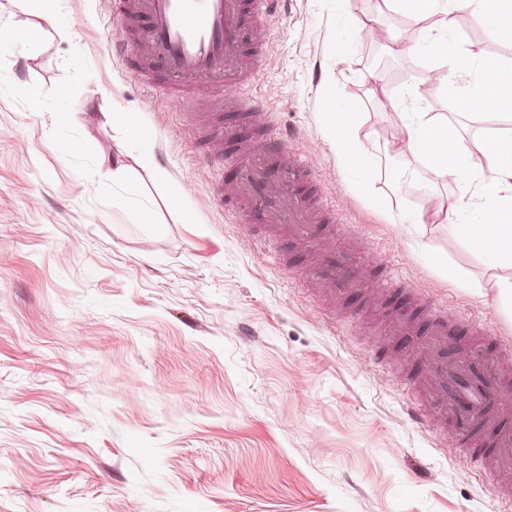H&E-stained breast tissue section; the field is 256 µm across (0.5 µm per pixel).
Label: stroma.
<instances>
[{
    "mask_svg": "<svg viewBox=\"0 0 512 512\" xmlns=\"http://www.w3.org/2000/svg\"><path fill=\"white\" fill-rule=\"evenodd\" d=\"M112 2L64 0L60 35L30 0H0V17L39 31L26 49L0 40V512H512L468 445L409 418L416 338L384 334L428 301L512 343L494 270L438 215L455 183L404 146L412 85L470 143L486 136L480 112L438 87L450 65L434 26L410 28L393 0H283L273 19L256 93L336 212L324 241L361 253L366 286L331 313L311 257L283 263L273 231L225 214L229 150L200 160L187 108L113 55ZM453 32L512 58L466 12ZM327 82L369 172L336 154ZM116 107L152 138L128 142L103 119ZM124 152L153 156L165 180L138 167L113 184ZM408 212L427 220L399 222ZM383 270L402 289L374 288Z\"/></svg>",
    "mask_w": 512,
    "mask_h": 512,
    "instance_id": "35a3bbf8",
    "label": "stroma"
}]
</instances>
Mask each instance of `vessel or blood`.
<instances>
[{"label":"vessel or blood","instance_id":"b4317fda","mask_svg":"<svg viewBox=\"0 0 512 512\" xmlns=\"http://www.w3.org/2000/svg\"><path fill=\"white\" fill-rule=\"evenodd\" d=\"M279 0H120L118 13L134 26L119 49L135 61L136 80L179 104L223 82L231 111L265 122L254 89L264 64L271 22ZM234 149L235 183L229 192L230 216H247L255 224H273L292 245L314 249L321 242V223H334L336 214L317 190L306 158L288 148L283 137L272 136L243 145L241 129L226 124L218 130ZM316 284L332 296L360 287L352 272L354 254L346 248L318 254ZM422 344L432 350L420 367L428 394L410 410L414 421L426 418L451 424L462 438L486 436L496 466L507 479L500 495L512 500V429L500 423L498 407L503 381L512 375V352L496 359L474 353L462 362L448 361L438 351L452 326L483 342L493 339L486 323L476 317L429 304Z\"/></svg>","mask_w":512,"mask_h":512}]
</instances>
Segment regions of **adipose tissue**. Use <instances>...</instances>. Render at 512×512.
I'll return each instance as SVG.
<instances>
[{"instance_id": "1", "label": "adipose tissue", "mask_w": 512, "mask_h": 512, "mask_svg": "<svg viewBox=\"0 0 512 512\" xmlns=\"http://www.w3.org/2000/svg\"><path fill=\"white\" fill-rule=\"evenodd\" d=\"M404 12L437 16L444 52L452 58L456 77L442 79L449 99L475 104L482 113L512 112V60L480 58L459 50L452 36V11L463 10L501 43H512V0H395ZM322 96L332 144L340 159L368 169L353 121L336 123L340 106L335 88L327 84ZM412 114L404 124L406 148L422 166L448 176L456 194L443 204L450 232L473 248L492 268L501 270L495 285L501 298L512 302V130L470 146L441 112L429 111L419 87L406 90Z\"/></svg>"}]
</instances>
